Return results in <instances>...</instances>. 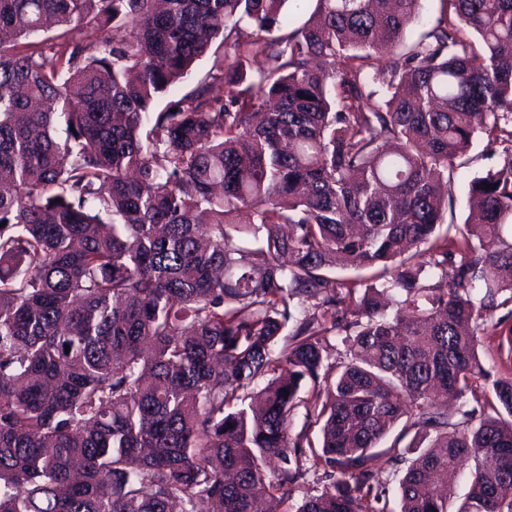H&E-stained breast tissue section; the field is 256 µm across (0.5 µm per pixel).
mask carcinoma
<instances>
[{
  "label": "carcinoma",
  "instance_id": "carcinoma-1",
  "mask_svg": "<svg viewBox=\"0 0 512 512\" xmlns=\"http://www.w3.org/2000/svg\"><path fill=\"white\" fill-rule=\"evenodd\" d=\"M287 2L0 0V512H512V0ZM498 161V155L491 159H476L473 163L457 169L454 172V194L456 196V204L453 215L451 216L449 209L446 214V222L453 221L454 224L463 225L469 216V209L466 204V193L468 191L469 182L477 175L485 174L487 170L493 169ZM492 338L494 337L485 336L482 338L483 345L479 350L482 363L494 378L500 376L512 377V352H508L507 349H497V340ZM300 483L302 484V486H300L299 488H296L292 492V498L287 502H283V503L276 505V511H274V512H286L287 508H288V510H294L291 508L292 507L296 508L301 503V500L304 495L316 494L317 490L320 491L322 489V485H323V483L321 481L317 480L316 476H314L312 474L307 477V481H305V483H303L302 480L300 481Z\"/></svg>",
  "mask_w": 512,
  "mask_h": 512
}]
</instances>
